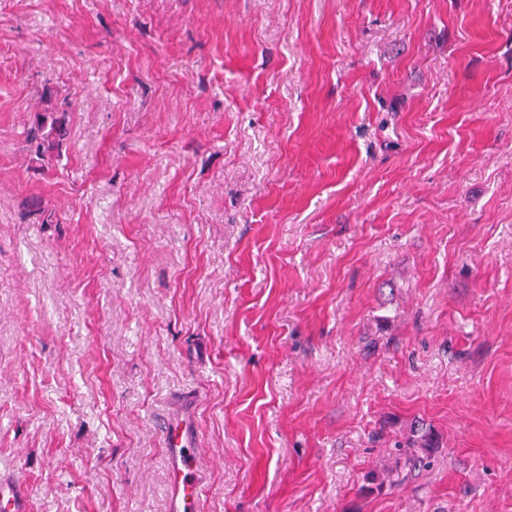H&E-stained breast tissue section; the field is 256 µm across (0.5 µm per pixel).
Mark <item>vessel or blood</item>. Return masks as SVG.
Wrapping results in <instances>:
<instances>
[{
    "mask_svg": "<svg viewBox=\"0 0 512 512\" xmlns=\"http://www.w3.org/2000/svg\"><path fill=\"white\" fill-rule=\"evenodd\" d=\"M160 430L168 451L170 512H196L206 486L195 456L197 436L181 418L161 420ZM0 512H33L20 477L0 474Z\"/></svg>",
    "mask_w": 512,
    "mask_h": 512,
    "instance_id": "obj_1",
    "label": "vessel or blood"
}]
</instances>
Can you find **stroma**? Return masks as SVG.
Here are the masks:
<instances>
[{
	"label": "stroma",
	"instance_id": "1",
	"mask_svg": "<svg viewBox=\"0 0 512 512\" xmlns=\"http://www.w3.org/2000/svg\"><path fill=\"white\" fill-rule=\"evenodd\" d=\"M166 416L199 512H512V0H0V472L169 512ZM30 134L31 140H39L44 149H58L67 136V128L65 122L60 118L53 115L37 114ZM160 430L168 451L170 512H195L206 486V476L197 464V436L188 421L166 418ZM420 432L419 428L414 427L411 430V436L408 438L407 447L411 453L408 460L414 468L430 464L426 461L432 457L435 448L431 437L426 432L421 434Z\"/></svg>",
	"mask_w": 512,
	"mask_h": 512
}]
</instances>
